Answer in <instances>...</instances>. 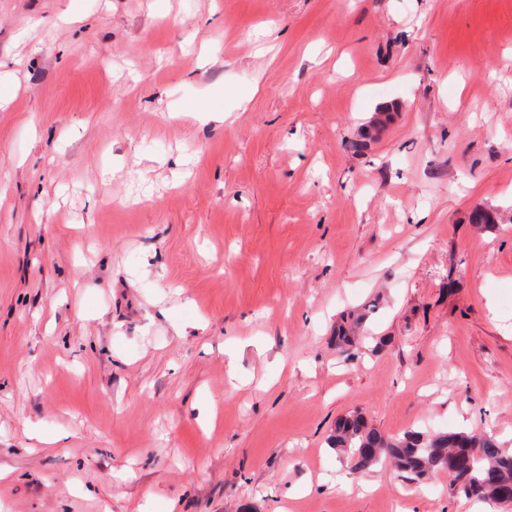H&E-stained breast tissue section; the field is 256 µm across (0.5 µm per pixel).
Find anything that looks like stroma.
Masks as SVG:
<instances>
[{
	"instance_id": "1",
	"label": "stroma",
	"mask_w": 512,
	"mask_h": 512,
	"mask_svg": "<svg viewBox=\"0 0 512 512\" xmlns=\"http://www.w3.org/2000/svg\"><path fill=\"white\" fill-rule=\"evenodd\" d=\"M351 411L512 449V0H0V512H475ZM375 307V303H372L358 312L348 314L346 318H343V322L336 327V334L332 337V341L336 346V350L343 354L346 359L357 356L356 329L363 325L368 313Z\"/></svg>"
}]
</instances>
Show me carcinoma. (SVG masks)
<instances>
[{
  "mask_svg": "<svg viewBox=\"0 0 512 512\" xmlns=\"http://www.w3.org/2000/svg\"><path fill=\"white\" fill-rule=\"evenodd\" d=\"M374 308L372 303L352 312L336 327L332 341L345 358L357 356L356 329ZM329 444L349 458L357 472L370 471L388 460L417 482L428 480L435 472H446L453 495L497 506L512 502V450L486 433L412 429L387 435L370 426L362 414L352 412L336 421Z\"/></svg>",
  "mask_w": 512,
  "mask_h": 512,
  "instance_id": "carcinoma-1",
  "label": "carcinoma"
}]
</instances>
